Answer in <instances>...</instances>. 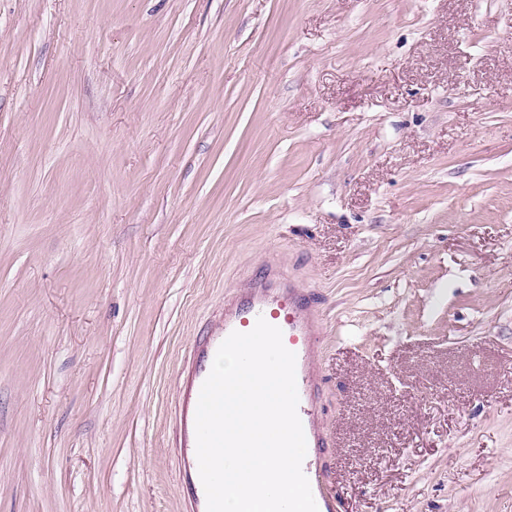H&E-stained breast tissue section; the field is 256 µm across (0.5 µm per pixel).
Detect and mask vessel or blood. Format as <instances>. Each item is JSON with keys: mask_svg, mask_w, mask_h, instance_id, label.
<instances>
[{"mask_svg": "<svg viewBox=\"0 0 512 512\" xmlns=\"http://www.w3.org/2000/svg\"><path fill=\"white\" fill-rule=\"evenodd\" d=\"M318 303L282 271L264 266L238 295L224 304V324L193 344V365L186 386L182 414V446L188 461L184 483L195 512H207L206 495L199 475L195 419L201 387L208 377L216 352L235 331H251L257 319H265L282 332L284 346L296 356L297 412L303 426L307 451L302 469L309 480L318 512H341L339 500L327 488L326 448L331 444L318 406L322 392L316 356L320 336Z\"/></svg>", "mask_w": 512, "mask_h": 512, "instance_id": "1", "label": "vessel or blood"}]
</instances>
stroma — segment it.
I'll return each mask as SVG.
<instances>
[{
  "label": "stroma",
  "instance_id": "1",
  "mask_svg": "<svg viewBox=\"0 0 512 512\" xmlns=\"http://www.w3.org/2000/svg\"><path fill=\"white\" fill-rule=\"evenodd\" d=\"M267 263L344 512H512V0H0V512H191ZM318 303L282 271L265 265L238 295L224 304L223 327L193 343V371L186 386L182 414V447L188 461L183 481L196 512H207L206 495L199 475L195 419L201 387L208 377L216 352L234 331H251L259 317L282 331L284 346L296 356L297 412L307 451L302 469L309 480L318 512H341L340 501L327 488L325 448L331 444L318 406L322 392L316 356L320 336Z\"/></svg>",
  "mask_w": 512,
  "mask_h": 512
}]
</instances>
